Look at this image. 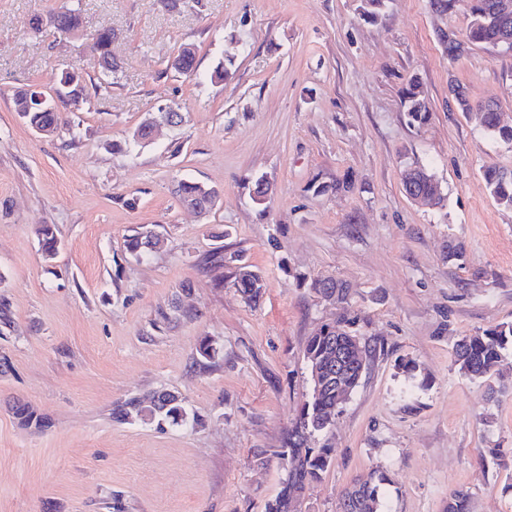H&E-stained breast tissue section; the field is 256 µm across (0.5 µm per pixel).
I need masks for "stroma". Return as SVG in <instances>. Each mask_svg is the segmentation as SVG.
Segmentation results:
<instances>
[{
  "mask_svg": "<svg viewBox=\"0 0 512 512\" xmlns=\"http://www.w3.org/2000/svg\"><path fill=\"white\" fill-rule=\"evenodd\" d=\"M77 6L84 37L36 34L28 22ZM360 0H208L204 12L160 0H0V512H264L284 477L273 450L309 400L308 336L337 314L301 283L332 275L353 290L345 311L378 350L335 424L309 439L331 450L297 512H339L341 492L382 474L381 512H444L449 492L471 512H512V350L491 402L461 375L452 347L512 322V209L486 190L488 168L512 171V149L470 115L448 109V83L498 103L512 123V52L477 46L451 61L436 40L447 23L428 0H388L368 23ZM109 27L121 71L66 112L51 137L19 118L17 90L55 96L68 65L92 71L89 34ZM200 74L222 58L219 84L168 71L182 44ZM418 77L432 112L407 124L402 90ZM185 117L133 153L116 154L149 113ZM428 165L444 208L408 199L401 170ZM351 175L349 192L314 181ZM274 192L255 205L248 182ZM220 187L206 216L183 208L175 181ZM53 225L55 256L37 230ZM157 226L167 248L137 258L134 227ZM462 242L464 265L444 260ZM261 273L259 305L217 287L216 249ZM217 349L199 353L203 339ZM168 389L199 426L156 429L113 419L116 401ZM47 417L22 426L16 403ZM268 465L256 464L258 455Z\"/></svg>",
  "mask_w": 512,
  "mask_h": 512,
  "instance_id": "obj_1",
  "label": "stroma"
}]
</instances>
